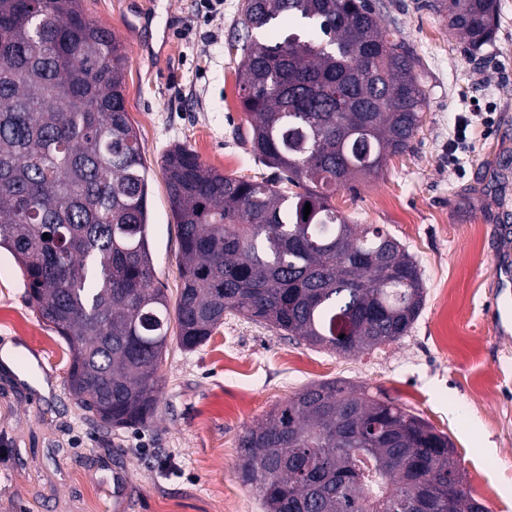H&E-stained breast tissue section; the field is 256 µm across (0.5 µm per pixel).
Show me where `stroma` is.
<instances>
[{"instance_id": "35a3bbf8", "label": "stroma", "mask_w": 512, "mask_h": 512, "mask_svg": "<svg viewBox=\"0 0 512 512\" xmlns=\"http://www.w3.org/2000/svg\"><path fill=\"white\" fill-rule=\"evenodd\" d=\"M243 0L218 15L199 0H82L123 40L126 108L148 168L155 284L180 288L177 226L162 174L167 149H193L230 177L272 176L252 150L237 81ZM378 21L413 51L428 102L402 155L340 189L333 205L374 224L415 257L426 299L408 336L344 356L242 315L225 317L192 351L169 345L152 422L101 425L67 388L70 353L27 301L13 257L0 250V346H24L51 386L41 394L0 367V512H264L237 477L238 437L302 388L343 380L382 392L453 443L466 494L512 512V338L492 335L496 219L512 228V0H497L492 40L468 51L433 0H379ZM153 13L151 28L138 15ZM493 103L495 122L448 160L456 113Z\"/></svg>"}]
</instances>
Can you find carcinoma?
<instances>
[{
	"mask_svg": "<svg viewBox=\"0 0 512 512\" xmlns=\"http://www.w3.org/2000/svg\"><path fill=\"white\" fill-rule=\"evenodd\" d=\"M496 5L434 3L468 50L492 38ZM241 25L252 147L280 176L228 177L184 145L166 151L182 281L172 309L154 286L120 39L81 0H0V248L67 344L70 395L104 425L146 424L169 340L191 351L227 315L356 354L408 335L424 306L405 247L331 204L422 127L410 49L373 0H244ZM238 448L234 469L265 512H400L414 479L432 486L434 512H488L464 491L444 434L345 382L301 389Z\"/></svg>",
	"mask_w": 512,
	"mask_h": 512,
	"instance_id": "obj_1",
	"label": "carcinoma"
}]
</instances>
